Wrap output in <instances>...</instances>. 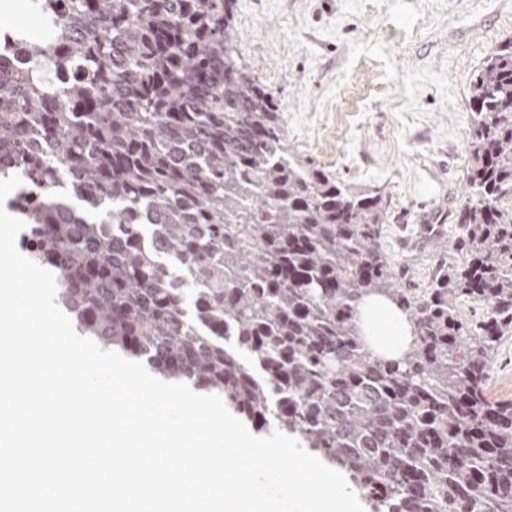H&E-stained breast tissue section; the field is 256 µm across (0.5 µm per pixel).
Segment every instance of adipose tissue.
Returning <instances> with one entry per match:
<instances>
[{
	"label": "adipose tissue",
	"instance_id": "obj_1",
	"mask_svg": "<svg viewBox=\"0 0 512 512\" xmlns=\"http://www.w3.org/2000/svg\"><path fill=\"white\" fill-rule=\"evenodd\" d=\"M360 310L374 353L386 360H400L412 342L405 314L389 299L375 295L366 297Z\"/></svg>",
	"mask_w": 512,
	"mask_h": 512
}]
</instances>
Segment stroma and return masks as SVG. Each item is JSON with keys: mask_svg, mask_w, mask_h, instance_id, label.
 I'll return each instance as SVG.
<instances>
[{"mask_svg": "<svg viewBox=\"0 0 512 512\" xmlns=\"http://www.w3.org/2000/svg\"><path fill=\"white\" fill-rule=\"evenodd\" d=\"M241 62L282 108L301 158L382 194L381 248L399 287H426L460 227L472 126L467 88L512 38V0H234ZM490 397L512 400V337Z\"/></svg>", "mask_w": 512, "mask_h": 512, "instance_id": "obj_1", "label": "stroma"}]
</instances>
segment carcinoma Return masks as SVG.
Returning a JSON list of instances; mask_svg holds the SVG:
<instances>
[{
	"label": "carcinoma",
	"instance_id": "cac0c4a2",
	"mask_svg": "<svg viewBox=\"0 0 512 512\" xmlns=\"http://www.w3.org/2000/svg\"><path fill=\"white\" fill-rule=\"evenodd\" d=\"M231 3L30 0L51 35L0 27V178L32 196L35 261L78 332L293 435L371 512H512V401L485 388L512 334V39L470 77L464 260L418 293L382 196L287 145ZM370 294L411 323L397 362L361 334Z\"/></svg>",
	"mask_w": 512,
	"mask_h": 512
}]
</instances>
